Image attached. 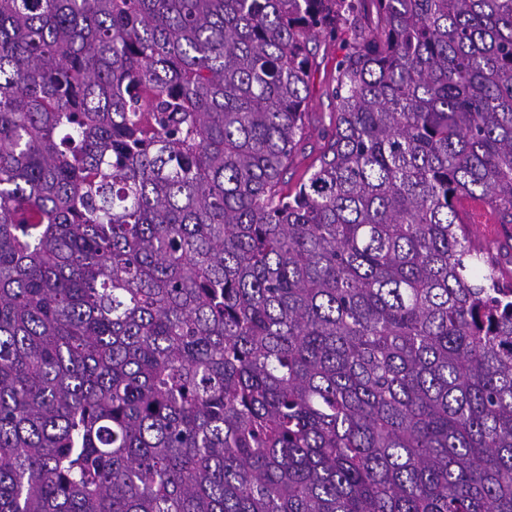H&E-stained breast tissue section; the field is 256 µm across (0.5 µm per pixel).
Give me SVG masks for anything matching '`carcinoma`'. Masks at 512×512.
<instances>
[{
  "label": "carcinoma",
  "mask_w": 512,
  "mask_h": 512,
  "mask_svg": "<svg viewBox=\"0 0 512 512\" xmlns=\"http://www.w3.org/2000/svg\"><path fill=\"white\" fill-rule=\"evenodd\" d=\"M463 198L512 224V0H0V512H512ZM341 52L336 43H330L322 46L318 61L319 66L312 71L308 94L307 112L316 115L326 116L328 123V114L332 112L333 104L328 92V86L334 72L336 57Z\"/></svg>",
  "instance_id": "carcinoma-1"
}]
</instances>
